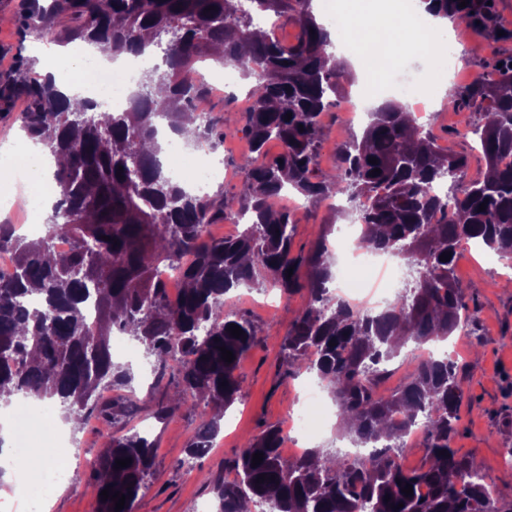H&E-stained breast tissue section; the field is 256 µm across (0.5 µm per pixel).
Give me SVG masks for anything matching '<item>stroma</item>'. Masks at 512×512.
Instances as JSON below:
<instances>
[{"label":"stroma","mask_w":512,"mask_h":512,"mask_svg":"<svg viewBox=\"0 0 512 512\" xmlns=\"http://www.w3.org/2000/svg\"><path fill=\"white\" fill-rule=\"evenodd\" d=\"M23 9L22 0H0V85L12 77L19 60L34 56L35 32L13 20ZM451 28L453 39L465 46V72L459 83L466 86L485 72L494 55L512 54V40L495 38L496 31L512 30V0H497L494 28H473L457 20L452 21ZM341 84L343 91L325 118L318 149L319 168L326 174L336 169L337 145L361 137L367 125L363 119L349 122L343 111L347 98L355 94V71H347ZM479 119L474 106L462 104L444 112L433 130L439 143L468 156L469 166L477 174L483 170V161L466 131ZM248 150L240 128L226 133L223 144L215 150L223 161L225 176L210 184L209 193L219 192L227 197L237 193L238 165ZM344 222V217L323 202L311 201L296 216L295 250H308L323 224L331 225L327 241L335 243L334 229ZM456 273L465 291L470 322L459 339L462 355L457 362L458 377L465 399L452 446L459 455L476 461L486 482L508 505L512 503V466L505 464L503 457L506 449L512 448V288L506 287L505 282L512 276L494 254L483 250L473 251L468 260L457 265ZM306 302L305 293L287 298L275 290L234 300V308L253 319L259 343L242 356L237 367L243 395L228 411L233 422L225 426L215 447L205 456L192 459L186 454L198 426L193 413L183 408L161 422L152 416L156 405L175 392L172 377L156 381L152 372L155 360L145 354L132 360L135 378L126 394L127 412L117 418L112 431L121 435L147 430L157 439L155 466L133 512H202L205 507L215 506L214 485L226 477L224 463L236 456L243 439L260 434L268 425L287 424L297 396L313 376L307 372L290 373L276 339L287 334ZM50 408L69 448L63 456L68 478L44 497L41 512H94L95 503L86 487L106 441L96 420L77 429L65 424L59 402H51Z\"/></svg>","instance_id":"35a3bbf8"}]
</instances>
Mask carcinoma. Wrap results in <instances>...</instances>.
<instances>
[{
    "instance_id": "obj_1",
    "label": "carcinoma",
    "mask_w": 512,
    "mask_h": 512,
    "mask_svg": "<svg viewBox=\"0 0 512 512\" xmlns=\"http://www.w3.org/2000/svg\"><path fill=\"white\" fill-rule=\"evenodd\" d=\"M23 2L25 11L14 21L61 45L80 41L107 55L138 54L145 31L153 44L165 43L166 69L145 72L120 111L92 101L71 110L52 79L30 78L29 59L3 88L28 101L25 135L65 163L54 171L60 197L43 236L29 239L0 224V251L13 254L12 272L0 277V396L54 398L80 424L96 417L108 451L88 484L95 512H115V501L100 496L104 489L126 496L120 512H132L155 456L148 433L112 434L123 405L117 397L102 400L99 390L129 388L133 376L112 359L111 329L155 358L157 376L176 367L182 403H158L156 420L182 404L192 411L195 401L204 402L199 431L187 446L189 456H203L241 396L237 365L257 336L224 296L268 284L285 296L308 295L280 340L288 367L316 374L338 402L343 433L357 448H374L364 458L340 459L321 448L288 458L281 452L284 430L269 426L229 461L235 478L218 488L219 512H250L257 503L267 512H512V505H498L473 461L451 448L464 402L455 362H418L387 397L372 388L407 342L445 340L468 324L456 275L462 242L512 264V165L500 164L503 155H512V56L450 93L451 103L482 112L470 130L485 162L482 177L463 182L468 158L443 152L432 132L410 124L407 112L389 103L372 113L361 139L338 147L336 172L320 176L321 117L335 105L344 71L327 52L330 34L310 10L311 0H64L63 8L59 0ZM460 2L431 0L441 16L471 26L493 23L495 5L488 0H469L464 8ZM269 15L296 26L294 41H280L256 23ZM217 45L223 47L218 62L254 81L250 106L241 119L227 112L198 124L197 141L216 146L242 120L252 153L265 154L273 140L281 148L264 164L246 159L239 165L240 190L231 199L188 192L165 173L158 142L157 119L180 133L192 102L204 94L195 65L213 58ZM372 157L378 163H369ZM374 169L381 173L372 175ZM435 182L448 184L446 196L430 194ZM290 192L313 200L346 197L363 225L364 242L410 261L413 287L375 316L333 297L327 225H320L313 249L294 252L295 215L273 204ZM438 210L442 219L434 223ZM231 212L245 216L247 231L232 240L210 236L208 226ZM57 236L72 240L69 253L53 250ZM447 252L450 260L440 261ZM183 254L191 261L181 267V298L171 306L155 271ZM292 266L306 267L307 278L287 275ZM90 298L98 311L94 322L84 310ZM232 324L243 335H230ZM222 347L235 359L224 361ZM397 411L409 422L421 413L427 417L424 458L412 470L397 463L406 435L390 420ZM255 453L263 461L254 467ZM125 458L131 463L115 468V460ZM261 474L266 480L258 483ZM408 484L411 495L401 492Z\"/></svg>"
}]
</instances>
